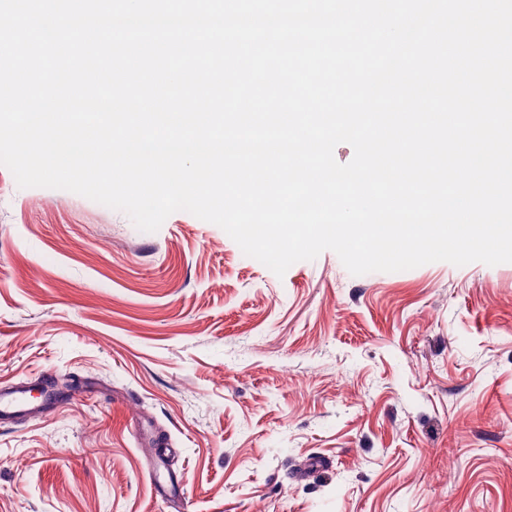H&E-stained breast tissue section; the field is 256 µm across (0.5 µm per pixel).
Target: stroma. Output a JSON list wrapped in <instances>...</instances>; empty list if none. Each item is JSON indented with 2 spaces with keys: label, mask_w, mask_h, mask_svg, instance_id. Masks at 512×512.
<instances>
[{
  "label": "stroma",
  "mask_w": 512,
  "mask_h": 512,
  "mask_svg": "<svg viewBox=\"0 0 512 512\" xmlns=\"http://www.w3.org/2000/svg\"><path fill=\"white\" fill-rule=\"evenodd\" d=\"M66 375L0 424V512H512V263L279 277L0 166V387Z\"/></svg>",
  "instance_id": "1"
}]
</instances>
